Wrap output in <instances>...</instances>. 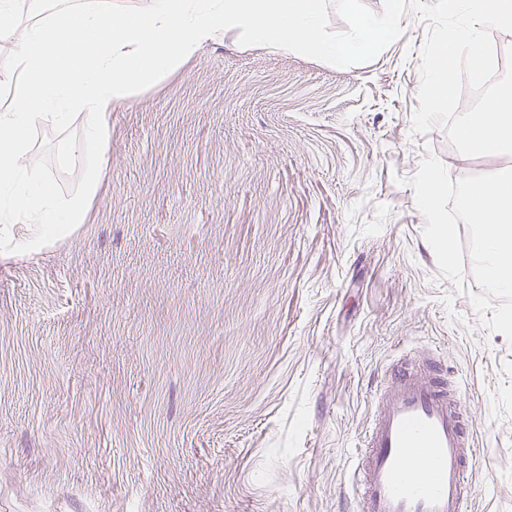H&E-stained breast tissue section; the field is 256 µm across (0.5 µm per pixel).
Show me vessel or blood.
<instances>
[{
    "label": "vessel or blood",
    "mask_w": 512,
    "mask_h": 512,
    "mask_svg": "<svg viewBox=\"0 0 512 512\" xmlns=\"http://www.w3.org/2000/svg\"><path fill=\"white\" fill-rule=\"evenodd\" d=\"M373 399L355 459L356 512H466L473 425L437 354L388 369Z\"/></svg>",
    "instance_id": "b4317fda"
}]
</instances>
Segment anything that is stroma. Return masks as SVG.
Instances as JSON below:
<instances>
[{
    "label": "stroma",
    "mask_w": 512,
    "mask_h": 512,
    "mask_svg": "<svg viewBox=\"0 0 512 512\" xmlns=\"http://www.w3.org/2000/svg\"><path fill=\"white\" fill-rule=\"evenodd\" d=\"M346 68L203 43L112 109L84 224L0 253V512H348L388 365L437 351L512 512V343L439 277L407 180L425 21Z\"/></svg>",
    "instance_id": "stroma-1"
}]
</instances>
